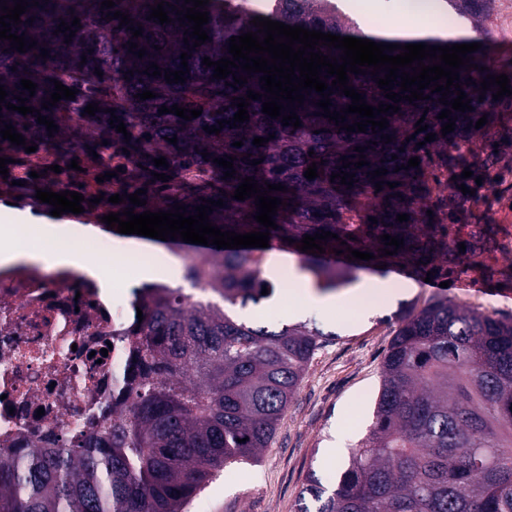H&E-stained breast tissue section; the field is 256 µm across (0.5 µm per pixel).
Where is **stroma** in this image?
Here are the masks:
<instances>
[{"label": "stroma", "instance_id": "stroma-1", "mask_svg": "<svg viewBox=\"0 0 512 512\" xmlns=\"http://www.w3.org/2000/svg\"><path fill=\"white\" fill-rule=\"evenodd\" d=\"M464 37L484 42L483 66L512 78V0L488 17L481 31H466ZM497 112L494 125L470 139L466 154L473 174L495 163L497 149L512 155V95L502 98ZM480 193L481 201L461 213L452 228L472 260L449 273L448 287L436 277L420 279L411 293L364 308L350 300L330 308L303 307L278 287L270 298L243 310L251 321L313 324L330 338L310 360L270 446L257 461L225 466L188 512H297L312 473L335 488L349 451L358 448L373 422L382 362L404 312L445 297L512 318V172ZM339 445L347 455L330 461L329 449Z\"/></svg>", "mask_w": 512, "mask_h": 512}]
</instances>
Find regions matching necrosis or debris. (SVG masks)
<instances>
[{
	"mask_svg": "<svg viewBox=\"0 0 512 512\" xmlns=\"http://www.w3.org/2000/svg\"><path fill=\"white\" fill-rule=\"evenodd\" d=\"M0 154L24 155L23 172H46L69 190L100 196L127 194L121 177L97 181L95 173L70 169L56 145L24 153L0 140ZM146 293L127 280L110 297L79 271L45 272L21 263L0 269V460L28 448H63L132 403L120 376L132 363L137 309Z\"/></svg>",
	"mask_w": 512,
	"mask_h": 512,
	"instance_id": "4bbe7bcc",
	"label": "necrosis or debris"
}]
</instances>
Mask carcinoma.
I'll use <instances>...</instances> for the list:
<instances>
[{"label": "carcinoma", "instance_id": "cac0c4a2", "mask_svg": "<svg viewBox=\"0 0 512 512\" xmlns=\"http://www.w3.org/2000/svg\"><path fill=\"white\" fill-rule=\"evenodd\" d=\"M38 2L37 7H27L20 16L23 23L11 30L35 39L36 47L19 53L10 49L9 41L0 40V74H5L0 85L8 93L6 101L16 105L21 96L26 106L41 110L58 126L75 121L74 150L91 148L104 155L103 143L77 135L84 107L98 103L100 111L89 124L101 127L106 139L122 142L142 164L141 185L163 198L160 205L149 198L144 206L125 207L141 214L167 211L179 202L194 215L202 199L221 198L224 207L214 208L210 222L238 234L264 232L266 228L254 219L255 200L239 201L231 195L245 177L257 180L263 191L269 183L286 186L284 193H271L288 206L279 207L273 216L278 228L270 230L269 247L211 245L184 260L183 279L207 289L209 303L189 304L180 288L147 294L137 330L139 371L128 381L131 416L100 423L75 448H33L15 462L0 460V512H184L216 471L253 461L268 447L309 361L326 341L321 330L303 323L270 329L234 315L233 308L264 299L262 287L273 292V284L263 277L267 253L274 248L296 253L300 270L323 291L348 284L358 271L383 263L388 268L409 266L419 275L433 269L448 274V266L460 263L461 252L445 223L448 216L431 202V181L437 171L448 168V153L457 149L460 137L476 135L478 119L492 116L498 104L492 94L498 87L490 86L478 100L465 79L480 82L487 72L460 68V85L473 110L452 111L455 129L445 136L441 127L448 119L438 114L451 105L441 104L440 94L429 88L424 89L427 99L414 106L403 100L399 112L388 111L389 127L375 134L370 129L346 132L316 115L320 108L312 100L320 94L313 90L295 109L301 121L297 129L262 113V101L252 100L249 120L209 134L203 127L233 119L238 111L235 99L249 89L261 91V74H252L236 90L225 82L242 70L215 79L214 68L203 65L202 59L230 56V37L257 31L251 23L255 17L384 44L450 46L454 41L367 35L344 9V0H283L285 7L279 12L251 10L244 0H209V23L203 29L210 41L194 48L193 38L184 44L187 26L180 25L171 8H166L169 24L147 19L150 6L159 0H113L115 6L104 10L102 0ZM490 2L442 0L441 7L455 11L477 31ZM117 11L136 13L133 27L143 26L142 36L132 38L118 19L106 21V14ZM76 17L81 27L74 28L72 41L80 43L78 51L64 43L65 34H54L60 22L69 24ZM29 18L34 19L30 26L25 24ZM130 41L146 49L144 57L128 52ZM157 45L161 50H155ZM42 48L49 51L44 59L39 57ZM183 52L188 53L189 68L185 83L169 84L163 75L143 73L153 62L162 72L183 69ZM97 67L103 76L95 74ZM348 77L368 104L391 103L375 77ZM22 79L37 84L34 96L22 89ZM54 79L78 93L73 100L61 99L44 109ZM145 90L157 97L134 98ZM132 98L138 110L124 111V102ZM174 104L203 111L190 121L158 113L161 106ZM110 108L124 122L131 140L110 126ZM421 118L428 129L418 133L415 123ZM14 127L28 146L52 141L46 126L35 118ZM272 133L275 138L266 144H252L254 138ZM429 133L435 140L417 146ZM383 134L393 141L385 143ZM174 136L177 145L166 144L164 152L169 168L155 166V155L146 151V145ZM239 140L242 146H232ZM356 146L365 148L361 154L370 165L346 169L355 174L351 188L338 178L330 180L342 158L359 160ZM203 151L210 156L202 157ZM229 156L235 157L236 174L231 178L213 162ZM412 157L420 159L419 166L396 170ZM253 159L262 163L252 166ZM312 164L319 177L309 180L304 174ZM378 168L388 173L371 178ZM190 169H203L207 175L181 180V172ZM153 171L173 179L164 183L151 176ZM380 180L384 184L377 191L375 183ZM389 181L398 187H388ZM398 214L409 215V220L396 221ZM371 217L377 223H371ZM323 229L338 235L327 240L325 253L297 249L305 235ZM383 234L404 239V246L392 256L384 255V249L394 247L379 240ZM348 247L370 252L374 259L336 262L333 249L346 255ZM304 493L298 512H512V320L463 308L446 298L404 313L384 357L375 422L367 438L334 490L327 491L312 473ZM308 497L312 508L305 503Z\"/></svg>", "mask_w": 512, "mask_h": 512}]
</instances>
